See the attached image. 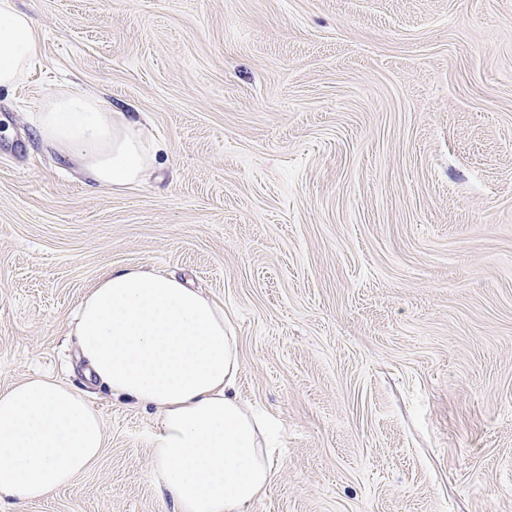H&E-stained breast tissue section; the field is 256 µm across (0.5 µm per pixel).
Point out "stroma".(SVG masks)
<instances>
[{
    "instance_id": "obj_1",
    "label": "stroma",
    "mask_w": 512,
    "mask_h": 512,
    "mask_svg": "<svg viewBox=\"0 0 512 512\" xmlns=\"http://www.w3.org/2000/svg\"><path fill=\"white\" fill-rule=\"evenodd\" d=\"M0 90V388L84 391L108 442L0 512H176L156 408L89 384L73 313L124 266L224 306L240 397L280 424L248 512H512V0H17ZM142 120L115 192L43 145L53 95ZM40 54V41L32 16L16 0L0 1V88L21 84Z\"/></svg>"
}]
</instances>
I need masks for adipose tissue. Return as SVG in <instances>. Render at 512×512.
<instances>
[{
  "mask_svg": "<svg viewBox=\"0 0 512 512\" xmlns=\"http://www.w3.org/2000/svg\"><path fill=\"white\" fill-rule=\"evenodd\" d=\"M39 54L32 16L0 0V88L21 84ZM34 126L102 188L139 184L155 161L141 123L91 92L50 99ZM74 322L88 378L158 410L150 477L177 512H247L274 479L275 422L234 393L241 362L223 307L174 276L127 266L89 288ZM105 443L100 413L74 387L33 375L1 388L0 503L71 485Z\"/></svg>",
  "mask_w": 512,
  "mask_h": 512,
  "instance_id": "1",
  "label": "adipose tissue"
}]
</instances>
